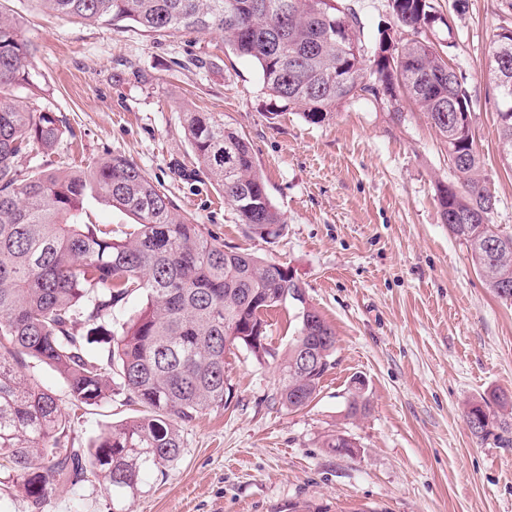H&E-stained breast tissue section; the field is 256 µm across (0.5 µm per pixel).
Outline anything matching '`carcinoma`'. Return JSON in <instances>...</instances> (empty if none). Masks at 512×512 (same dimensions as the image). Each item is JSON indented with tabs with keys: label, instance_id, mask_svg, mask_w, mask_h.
<instances>
[{
	"label": "carcinoma",
	"instance_id": "carcinoma-1",
	"mask_svg": "<svg viewBox=\"0 0 512 512\" xmlns=\"http://www.w3.org/2000/svg\"><path fill=\"white\" fill-rule=\"evenodd\" d=\"M43 9L88 24L135 28L150 36L218 34L258 69L263 89L310 124L336 106L399 93V104L427 114L448 148L461 152L454 180L438 188L448 232L464 243L495 293L512 291V233L491 223L493 196L473 134L457 139L454 114L472 111L463 77L448 81V56L420 37L434 0H387L411 37L388 46L365 41L346 0H38ZM33 53L14 20L0 12V495L16 488L30 512L93 476L112 512L141 489L143 476L181 455L179 425L227 405L228 356L246 349L257 362L280 360L279 400L291 410L315 397L336 344L327 321L307 304L287 267L229 249L177 209L133 160L106 154L86 167L30 168L21 160L53 154L73 134L55 112L31 100ZM500 149L512 160V118L499 120ZM182 128L198 173L224 193L238 221L262 239L283 229L243 132L221 112H184ZM105 202L133 223L116 234L87 220ZM127 319L114 310L134 297ZM288 301L299 328L288 353L268 342L267 316ZM54 371L70 409L120 397L144 414L111 423L90 448L73 447L70 414L59 396L29 373ZM512 406L492 392L470 404L465 424L483 441L512 444V423L495 409Z\"/></svg>",
	"mask_w": 512,
	"mask_h": 512
}]
</instances>
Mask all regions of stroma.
Returning <instances> with one entry per match:
<instances>
[{
    "label": "stroma",
    "instance_id": "1",
    "mask_svg": "<svg viewBox=\"0 0 512 512\" xmlns=\"http://www.w3.org/2000/svg\"><path fill=\"white\" fill-rule=\"evenodd\" d=\"M453 27L425 37L449 49L472 95L473 133L492 224L512 233V162L499 149L498 97L489 46L512 27V0H435ZM34 49L39 105L57 112L63 137L54 166L86 165L107 153L136 161L184 211L238 247L293 272L336 333L332 366L313 401L279 402L276 362L239 351L226 368L233 399L181 425L180 458L144 476L129 512H512V446L467 429L469 404L512 395V300L487 288L465 244L444 224L438 183L448 152L414 105L394 120L370 101L337 107L325 123L278 112L255 65L217 36L155 39L125 27L74 22L35 0H0ZM204 69L171 71L176 54ZM135 65L144 81L128 76ZM223 113L250 141L285 229L252 235L219 189L185 181L187 111ZM369 410L346 416L354 380ZM120 401L77 411L70 436L89 447L100 429L130 418ZM356 453L325 448L331 433ZM44 512H112L98 482L51 496Z\"/></svg>",
    "mask_w": 512,
    "mask_h": 512
}]
</instances>
